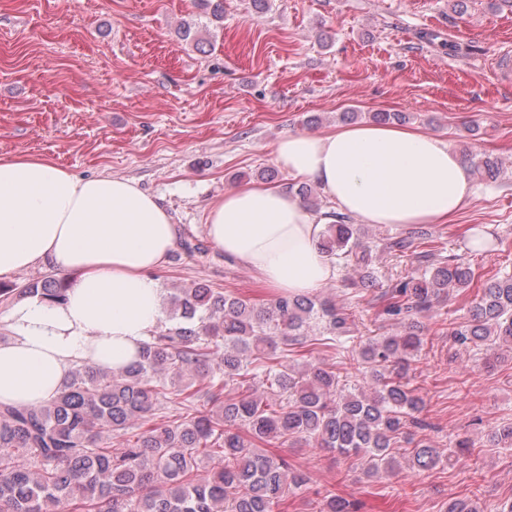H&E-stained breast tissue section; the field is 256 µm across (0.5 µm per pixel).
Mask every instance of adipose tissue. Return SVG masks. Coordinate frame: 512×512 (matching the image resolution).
<instances>
[{
	"instance_id": "ef3b65f1",
	"label": "adipose tissue",
	"mask_w": 512,
	"mask_h": 512,
	"mask_svg": "<svg viewBox=\"0 0 512 512\" xmlns=\"http://www.w3.org/2000/svg\"><path fill=\"white\" fill-rule=\"evenodd\" d=\"M274 161L316 183L338 212L376 226L441 224L475 194L448 142L399 125L291 133ZM323 224L288 188L247 183L211 205L206 229L272 293L305 295L336 277L317 246ZM178 236L134 180L81 178L40 155L0 157V278L47 261L68 276L64 302L34 296L0 315V403L43 405L82 363H134L165 318L158 273Z\"/></svg>"
}]
</instances>
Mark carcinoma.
<instances>
[{
    "label": "carcinoma",
    "mask_w": 512,
    "mask_h": 512,
    "mask_svg": "<svg viewBox=\"0 0 512 512\" xmlns=\"http://www.w3.org/2000/svg\"><path fill=\"white\" fill-rule=\"evenodd\" d=\"M361 112H343L356 121ZM369 121L401 123V112H370ZM472 173L504 175L491 154H469ZM362 228L336 215L319 236V248L356 277L376 283L378 255L418 253L423 269L397 278L377 301L383 314L429 317L453 293L473 286L472 268L456 255L435 261L419 250L433 243L420 227L362 241ZM54 274L18 286L0 282V302L39 295L65 297ZM175 323L146 342L139 360L112 371L80 364L61 391L34 409L0 408V512H275L285 495L307 488L305 472L266 447L305 444L336 453L367 478L397 467L425 472L448 464L443 452L416 431L432 425L420 417L423 400L410 386L427 344L416 323L382 336L362 334L356 315L333 297L278 296L263 305L196 284L172 299ZM470 320L449 336L498 362L512 351V273L497 272L478 288ZM300 356L335 349L339 366L299 363ZM357 366L351 384L343 372ZM211 407L201 411L196 401ZM178 418L157 422L166 410ZM119 447H112V442ZM484 448H511L512 423L491 429ZM321 512H353L350 502L324 496Z\"/></svg>",
    "instance_id": "carcinoma-1"
}]
</instances>
